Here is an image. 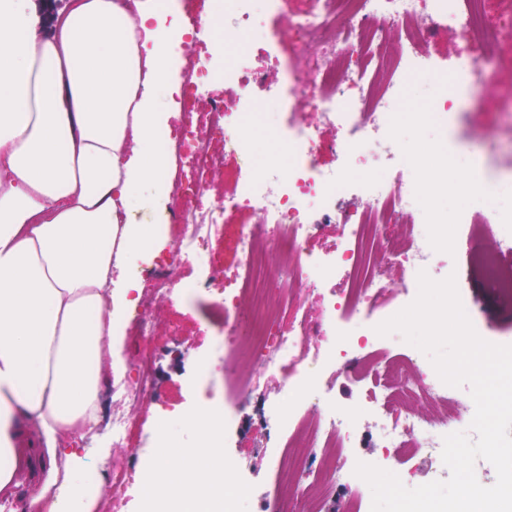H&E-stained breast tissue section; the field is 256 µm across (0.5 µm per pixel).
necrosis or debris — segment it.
I'll list each match as a JSON object with an SVG mask.
<instances>
[{
	"mask_svg": "<svg viewBox=\"0 0 512 512\" xmlns=\"http://www.w3.org/2000/svg\"><path fill=\"white\" fill-rule=\"evenodd\" d=\"M484 0H309L308 7L288 16L296 54L278 82L252 70L247 61L257 42H272L263 20L283 14L284 0H225L224 9L209 18L211 29H223L221 70L195 64L185 74L187 87L214 81L245 88L266 87L269 96L289 98L294 111L312 109L311 123L291 121L287 131L273 130L279 152L261 165L257 177L242 181L232 197L215 201L209 195L212 175L224 155L252 159L254 142L249 124L271 122L259 103L241 111L236 97L213 102L211 129L222 128L227 116L238 127L224 136V152L216 154L209 136L190 123L179 136L165 138L166 148L178 156L175 173L178 205L168 222L180 225L166 265L148 272L150 290L139 300L126 327L127 334L146 337L153 327L147 306L172 301L169 269L183 257L192 258L204 279L186 285L188 293L223 285L219 321L224 334L217 350L224 358V377L234 395L216 409L222 418L225 447H232L243 398L262 378L275 375L281 365L297 364L302 379L283 381L280 396L263 415L265 445L271 448V490L268 512H323L338 480L355 482L353 471H342L341 455L351 447L360 424L374 427L381 452L371 462L409 483L408 464L425 454L438 460L444 436L469 431L471 421L461 415L458 388L444 384L431 362L417 348L390 358L369 323L378 309L383 272L374 260L387 253L406 274L405 302L418 293V274L439 279L452 271L449 225H459L469 239L471 268L485 285L512 295V268L500 258L512 252V171L495 177L448 179L456 165L454 152L443 155L441 167L429 169L416 161V148L397 130L395 115L411 86L430 77L432 109L452 118L461 89L482 85L498 48L512 34V0H497L493 21L483 15ZM454 33L461 50L441 62L429 42L437 30ZM318 51L308 55V44ZM306 81H299V73ZM333 128L343 137L333 147L337 163L321 166L325 150L322 131ZM374 167L351 177L365 155ZM460 194L490 207L489 221L472 219L469 210L429 211L428 200ZM344 197H363L361 210H343ZM229 211L252 215L237 230V257L231 267L216 263L210 242ZM344 225L348 234L331 250L308 249L323 224ZM327 294L329 311L312 319L301 302L300 288ZM250 295L254 311L248 332L237 318L239 296ZM331 337V344L302 357L301 349L314 337ZM247 359L252 368L237 375L236 363ZM346 369L362 384L364 405L344 408L329 401L319 385L329 365ZM134 375L112 384V446L119 454H136L132 432L138 412L154 393V363L150 352L132 361ZM425 400L431 414L415 413L413 404ZM252 489L246 464L230 465L222 485L200 502L201 512H239Z\"/></svg>",
	"mask_w": 512,
	"mask_h": 512,
	"instance_id": "4bbe7bcc",
	"label": "necrosis or debris"
}]
</instances>
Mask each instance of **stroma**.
<instances>
[{
    "label": "stroma",
    "mask_w": 512,
    "mask_h": 512,
    "mask_svg": "<svg viewBox=\"0 0 512 512\" xmlns=\"http://www.w3.org/2000/svg\"><path fill=\"white\" fill-rule=\"evenodd\" d=\"M306 0H286L285 16L272 19L270 25L277 29L279 40L275 48L256 46L250 65L264 73L268 80H277L288 64L293 44L287 27L286 16L302 10ZM512 96V43L505 46L501 60L489 82L481 89L466 94L459 117L442 123L428 120L420 128H409L404 115H397V125L411 143H431L437 150L452 147L464 155L482 151L481 135L495 134L500 143L503 162L512 161V117L503 103ZM453 240L457 286L468 297L474 316L485 333L494 339H512V302L493 296L474 276L469 275L467 259L469 243L465 234L451 231ZM219 290L198 294L189 299L154 306L148 314L154 323V334L148 345L155 359L154 395L139 411L138 418L144 427L154 426L158 414L178 415L197 407L203 396H210L213 403L224 402V373L216 371L205 378L200 387H190L188 381L200 373L202 358L212 355L215 336L222 327L214 319ZM296 367L281 368L278 379L261 383L251 396L250 403L241 412L239 432L233 447L225 449V459L239 460L252 468L253 488L243 502L241 512H266V497L270 467V451L265 448L260 421L264 400L278 392V380L295 376Z\"/></svg>",
    "instance_id": "stroma-1"
}]
</instances>
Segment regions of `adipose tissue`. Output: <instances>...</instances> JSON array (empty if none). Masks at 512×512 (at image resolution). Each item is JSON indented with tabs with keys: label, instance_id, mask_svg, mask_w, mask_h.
Returning a JSON list of instances; mask_svg holds the SVG:
<instances>
[{
	"label": "adipose tissue",
	"instance_id": "adipose-tissue-1",
	"mask_svg": "<svg viewBox=\"0 0 512 512\" xmlns=\"http://www.w3.org/2000/svg\"><path fill=\"white\" fill-rule=\"evenodd\" d=\"M152 0H67L48 35L32 0H0V496L93 512L108 495L75 437L98 423L113 338L153 240L136 208L170 192L159 145L173 58ZM208 409L188 448L145 474L168 512L224 475Z\"/></svg>",
	"mask_w": 512,
	"mask_h": 512
}]
</instances>
